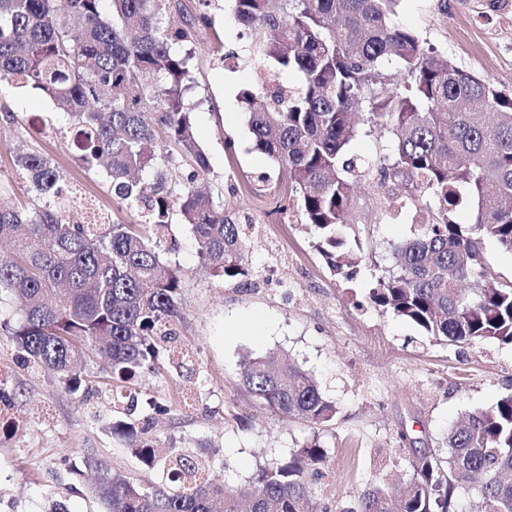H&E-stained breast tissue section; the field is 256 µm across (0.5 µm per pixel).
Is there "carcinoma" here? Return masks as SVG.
Returning <instances> with one entry per match:
<instances>
[{
	"label": "carcinoma",
	"instance_id": "carcinoma-1",
	"mask_svg": "<svg viewBox=\"0 0 512 512\" xmlns=\"http://www.w3.org/2000/svg\"><path fill=\"white\" fill-rule=\"evenodd\" d=\"M189 16L174 0H0V87L34 88L67 114L84 166L102 172L113 200L139 223L82 224L50 200L69 192L46 156L23 148L13 163L35 208L0 203V297L23 321L7 332L33 364L81 384L93 360L131 382L171 340L182 271L165 265L147 229L180 215L201 266L213 278L247 277L251 219L233 218L196 182L209 173L187 103L193 56L185 45L209 21L211 0ZM399 0H231L243 53L223 60L259 64L260 82L239 93L254 146L285 171L303 223L319 237L332 269L351 279L361 261L348 243L355 184L372 162L350 154L360 133L353 115L392 134L381 181L402 180L435 216L393 248L395 271L375 279L368 300L436 341L512 345V283L491 284L481 241L512 253V97L488 79L442 58L394 22ZM394 61L403 87L383 90ZM295 74L292 82L282 75ZM474 221L448 212L465 202ZM243 388L275 416L321 425L336 417L313 375L280 353L246 355ZM112 432L157 480L141 485L91 458L90 488L105 512H327L313 498L327 450L305 442L244 484L205 478L206 459L162 462L132 423ZM447 464L432 454L413 463L403 493L392 479L371 483L358 512H458L457 492L481 481L482 512H512V393L448 428Z\"/></svg>",
	"mask_w": 512,
	"mask_h": 512
}]
</instances>
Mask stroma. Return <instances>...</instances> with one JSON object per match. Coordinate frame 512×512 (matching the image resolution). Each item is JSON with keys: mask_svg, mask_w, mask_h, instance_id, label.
<instances>
[{"mask_svg": "<svg viewBox=\"0 0 512 512\" xmlns=\"http://www.w3.org/2000/svg\"><path fill=\"white\" fill-rule=\"evenodd\" d=\"M209 16L210 25L200 26L189 45L188 100L210 162L206 189L227 214L253 221L247 254L253 275L210 277L189 226L172 219L159 252L183 271L174 351L161 354L159 371L142 373L132 386V411L111 388L96 385L94 362L83 370L89 387L74 394L27 363L0 331V377L20 421L17 429L0 430V512H45L55 501L68 512H103L89 493L95 478L84 465L89 456L141 483L154 481L155 471L112 433L113 422L125 417L159 452L208 459L207 478L215 484H243L258 468L318 439L328 450L313 486L318 501L329 512H356L369 483L409 482L416 452L447 456V430L459 417L512 393V345L433 341L367 301L373 277L394 266L393 244L413 235L415 222L400 210L412 200L409 191L374 175L359 183L347 234L357 239L362 262L350 280L329 268L313 229L259 211L254 186L276 183L283 172L255 149L238 101L239 91L256 82V69L232 70L221 60L240 46L228 0H213ZM395 20L460 69L512 95V0H400ZM20 147L51 158L75 194L110 220L132 219L113 204L108 181L84 168L50 99L6 87L0 89V197L31 206L29 183L13 165ZM270 352L290 355L314 375L336 405L333 421L270 415L240 387L242 357Z\"/></svg>", "mask_w": 512, "mask_h": 512, "instance_id": "1", "label": "stroma"}]
</instances>
